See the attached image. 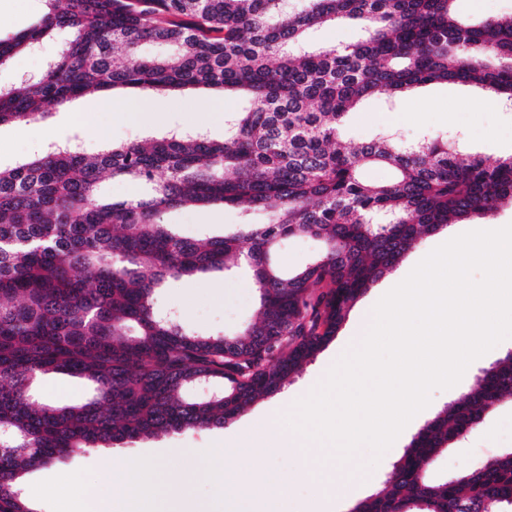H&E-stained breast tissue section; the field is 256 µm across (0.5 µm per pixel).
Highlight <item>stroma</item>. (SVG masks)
<instances>
[{"mask_svg":"<svg viewBox=\"0 0 512 512\" xmlns=\"http://www.w3.org/2000/svg\"><path fill=\"white\" fill-rule=\"evenodd\" d=\"M46 11L45 0H0V38L6 39L32 26ZM70 37L60 30L46 39L38 52L15 55L7 67L0 69V84L6 85L25 77L38 75L47 60L56 56L60 45ZM153 106L162 120L140 124L118 111V101ZM246 103L240 92L226 93L211 89L187 90L181 93L158 95L122 92L115 97L91 94L66 106L55 107L49 117L36 126L5 124L0 126V167L12 168L29 159L40 146L80 139L86 153L99 151L103 140L95 129L106 126L111 143L159 138L175 130H200L212 139L224 138V123L217 113L241 109ZM382 132H394L413 140L426 134L461 138L462 156L479 155L486 164L512 153V112L504 111L493 96L467 84H425L413 93L401 96L396 103L383 97H371L352 108L344 117L340 134L344 141L363 142ZM263 213L251 215L237 209L211 205L190 210H172L164 216L165 223L184 237L206 238L223 235L226 228L247 221L266 222ZM512 223V204L503 203L490 216L474 218L430 235L419 241L404 259L387 275L379 279L352 307L336 336L316 356L289 380L279 393L258 399L246 412L226 423L224 427L206 431L161 433L142 437L135 442L120 444L115 449L98 448L89 453L58 462L52 466L29 470L23 476L32 485L62 473L86 470L90 473L91 491H99L104 476L113 465L122 463L124 456L151 457L157 467L179 469L188 461L202 457L207 449L217 446L223 437L242 439L256 431L265 437L257 450L264 465L290 475L303 466L301 457L281 448L273 424L264 421L272 408L294 403L313 389L315 382L326 375L343 354L352 330L362 311L384 289L400 283L410 268L417 265L434 248L460 234L483 229L490 224ZM224 274L215 273L203 279L172 280L158 299L162 310L176 314L185 324L201 333L236 332L256 318L257 292L250 289L249 269L237 268L233 289H224ZM512 352V338L474 360L458 384L432 393L430 404L405 427L393 446L382 456L377 466L363 471L371 457L369 449H360L348 463L351 471H363L366 484L357 489L336 486L332 497L337 512H348L351 503L372 494L380 480L390 471L411 438L427 420L449 402L458 399L476 382L482 369ZM512 449V400H503L483 424L455 441L430 468L434 477L456 475L470 470L480 461Z\"/></svg>","mask_w":512,"mask_h":512,"instance_id":"obj_1","label":"stroma"}]
</instances>
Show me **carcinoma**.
<instances>
[{"label": "carcinoma", "instance_id": "cac0c4a2", "mask_svg": "<svg viewBox=\"0 0 512 512\" xmlns=\"http://www.w3.org/2000/svg\"><path fill=\"white\" fill-rule=\"evenodd\" d=\"M48 12L0 40V68L58 30L62 44L36 79L0 85V125H34L49 105L91 91L237 90L248 105L201 132L107 144L95 155L48 144L0 168V512H37L22 474L72 454L143 436L224 426L278 393L336 336L354 304L422 237L512 202V154L490 167L459 160L456 142L413 144L386 133L346 145L339 127L363 98L422 84L469 83L512 107V15L467 22L456 0H47ZM347 23L359 37L311 47V30ZM147 42L171 52L141 54ZM393 176L374 183L363 170ZM146 188L104 194V180ZM221 204L263 211L265 224L181 237L173 209ZM310 236L319 254L293 272L282 240ZM245 259L257 320L199 335L155 299L170 278L229 272ZM49 373L87 381L60 407L38 384ZM202 379L211 391L193 394ZM512 398V352L482 370L412 437L390 475L355 512H508L512 451L461 475L427 472L455 440Z\"/></svg>", "mask_w": 512, "mask_h": 512}]
</instances>
